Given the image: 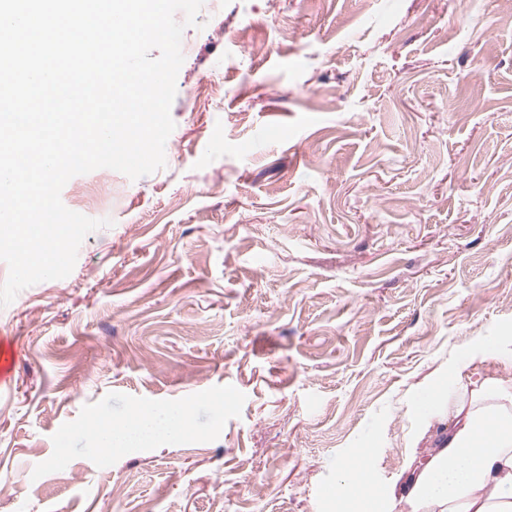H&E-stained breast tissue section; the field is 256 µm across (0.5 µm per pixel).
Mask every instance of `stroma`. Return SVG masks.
I'll return each mask as SVG.
<instances>
[{
    "label": "stroma",
    "instance_id": "35a3bbf8",
    "mask_svg": "<svg viewBox=\"0 0 512 512\" xmlns=\"http://www.w3.org/2000/svg\"><path fill=\"white\" fill-rule=\"evenodd\" d=\"M166 165L70 179L111 226L0 307V512H336L426 456L420 388L512 387V11L204 0ZM112 207H78L83 190ZM183 412V433L90 431ZM69 430L60 441L61 430ZM360 459H344L339 463L340 478L336 481V500L351 501L355 499H370L371 483L362 470Z\"/></svg>",
    "mask_w": 512,
    "mask_h": 512
}]
</instances>
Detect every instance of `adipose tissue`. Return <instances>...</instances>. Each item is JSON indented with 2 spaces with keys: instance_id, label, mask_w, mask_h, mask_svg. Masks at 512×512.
<instances>
[{
  "instance_id": "ef3b65f1",
  "label": "adipose tissue",
  "mask_w": 512,
  "mask_h": 512,
  "mask_svg": "<svg viewBox=\"0 0 512 512\" xmlns=\"http://www.w3.org/2000/svg\"><path fill=\"white\" fill-rule=\"evenodd\" d=\"M423 420L439 423L441 436L402 487L410 512H512V392L479 385L469 398L449 400L434 385L420 389ZM185 413L140 416L112 429L105 447L129 448L174 437Z\"/></svg>"
}]
</instances>
